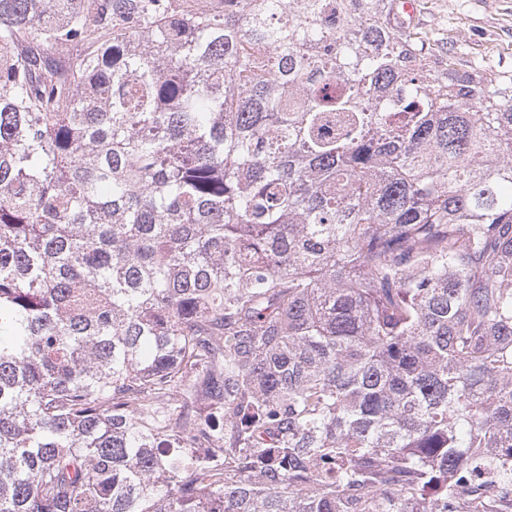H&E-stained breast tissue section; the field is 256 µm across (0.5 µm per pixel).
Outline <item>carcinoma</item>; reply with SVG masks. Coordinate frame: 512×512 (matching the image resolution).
Here are the masks:
<instances>
[{
  "label": "carcinoma",
  "instance_id": "1",
  "mask_svg": "<svg viewBox=\"0 0 512 512\" xmlns=\"http://www.w3.org/2000/svg\"><path fill=\"white\" fill-rule=\"evenodd\" d=\"M197 2L0 0V512H497L512 73Z\"/></svg>",
  "mask_w": 512,
  "mask_h": 512
}]
</instances>
